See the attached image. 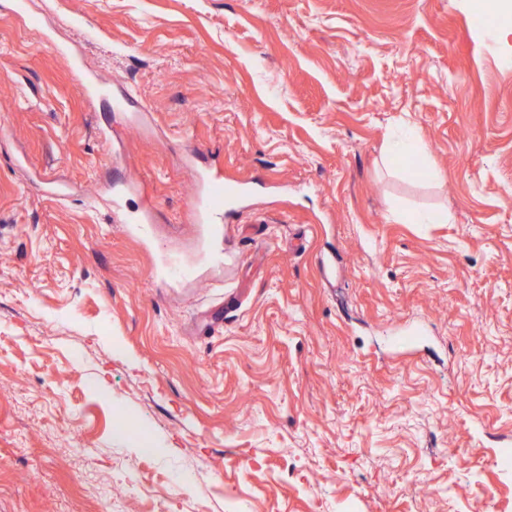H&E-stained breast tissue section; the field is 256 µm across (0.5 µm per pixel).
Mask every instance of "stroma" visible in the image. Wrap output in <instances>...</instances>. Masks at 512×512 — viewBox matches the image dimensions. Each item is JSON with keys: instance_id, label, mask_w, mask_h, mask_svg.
<instances>
[{"instance_id": "obj_1", "label": "stroma", "mask_w": 512, "mask_h": 512, "mask_svg": "<svg viewBox=\"0 0 512 512\" xmlns=\"http://www.w3.org/2000/svg\"><path fill=\"white\" fill-rule=\"evenodd\" d=\"M468 3L0 7V512H512V42ZM214 160L249 192L197 224Z\"/></svg>"}]
</instances>
